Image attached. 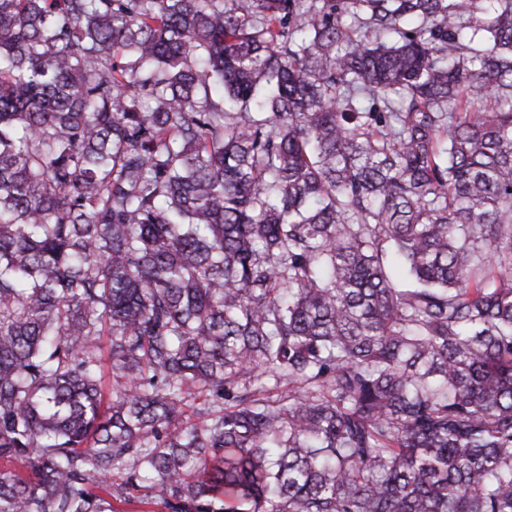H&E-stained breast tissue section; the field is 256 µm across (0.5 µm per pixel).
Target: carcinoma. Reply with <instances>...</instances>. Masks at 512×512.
Segmentation results:
<instances>
[{"label":"carcinoma","mask_w":512,"mask_h":512,"mask_svg":"<svg viewBox=\"0 0 512 512\" xmlns=\"http://www.w3.org/2000/svg\"><path fill=\"white\" fill-rule=\"evenodd\" d=\"M144 482L512 512V0H0V512Z\"/></svg>","instance_id":"1"}]
</instances>
